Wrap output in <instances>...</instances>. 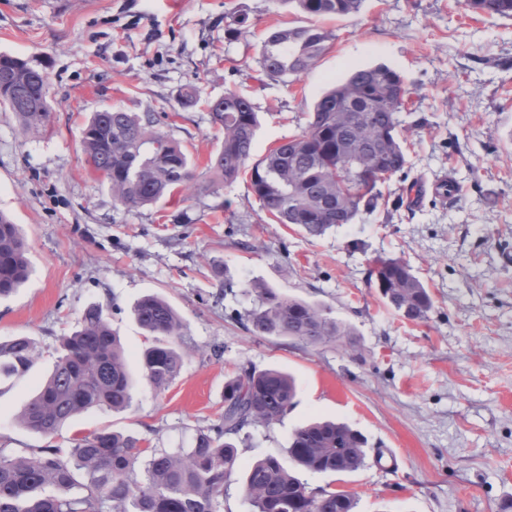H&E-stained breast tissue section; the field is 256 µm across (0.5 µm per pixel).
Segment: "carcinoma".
Masks as SVG:
<instances>
[{
    "instance_id": "1",
    "label": "carcinoma",
    "mask_w": 512,
    "mask_h": 512,
    "mask_svg": "<svg viewBox=\"0 0 512 512\" xmlns=\"http://www.w3.org/2000/svg\"><path fill=\"white\" fill-rule=\"evenodd\" d=\"M309 16L351 17L364 0H287ZM467 10L512 18V0H464ZM335 34L315 24L277 28L261 41L259 64L268 77L284 79L311 69ZM410 95L404 76L378 64L357 68L331 84L314 105L305 130L254 161L259 126L251 100L235 91L209 102L222 131L210 154L203 185L234 183L250 169L260 210L278 224H295L310 236L352 224L384 200L382 188L404 172L408 153L400 114ZM0 105L22 129L38 132L50 118L46 74L22 57L0 63ZM152 112L118 107L93 113L82 132V150L115 203L137 209L171 198L192 179V161L181 144L159 129ZM28 246L18 225L0 213V296L30 276ZM375 275L385 304L408 320L424 321L432 298L401 258L378 257ZM258 307L248 329L315 346L350 332L321 306L255 284ZM138 325L152 337L141 354L142 379L156 391L172 383L182 365L176 341L183 323L164 299L146 296L134 307ZM61 355L39 392L18 415L27 429L53 433L94 407L128 409L135 382L126 352L102 307L87 308L79 329L60 339ZM34 363L29 338L0 341V383L27 374ZM296 384L281 370L245 368L225 383L231 402L214 433L201 432L193 446L152 448L107 428L80 433L68 448L15 451L0 448V512H223L224 492L239 469L235 442L247 427L271 425L294 405ZM367 441L333 420H313L289 438L288 459L316 472L353 473L366 465ZM241 490L252 512H355V497L342 490L310 489L280 458L267 456L243 470Z\"/></svg>"
}]
</instances>
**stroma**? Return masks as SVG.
<instances>
[{
    "mask_svg": "<svg viewBox=\"0 0 512 512\" xmlns=\"http://www.w3.org/2000/svg\"><path fill=\"white\" fill-rule=\"evenodd\" d=\"M311 22L287 0H0V53L45 71L51 107L34 134L0 109V211L23 229L32 267L0 298V339L36 347L32 369L0 384V447L65 448L76 430L106 427L146 448H188L220 425L240 368H278L296 404L244 429L241 461L285 457L292 432L323 417L365 436L367 464L295 474L354 494L356 512H512V19L463 0H364L360 15L324 20L336 39L311 69L264 76L265 32ZM377 63L411 92L409 164L384 186L387 208L312 238L260 211L249 174L203 191L220 142L208 101L228 90L252 101L259 158L301 134L329 81ZM110 105L155 113L186 147L197 176L179 199L129 210L97 181L81 133ZM446 175L459 189L448 202L431 193ZM378 256L409 262L433 299L426 320L385 305ZM256 283L331 308L347 335L316 346L254 335ZM149 294L183 322V364L161 392L135 357L148 339L132 310ZM92 304L134 354L131 407L89 409L51 435L19 426L60 337Z\"/></svg>",
    "mask_w": 512,
    "mask_h": 512,
    "instance_id": "obj_1",
    "label": "stroma"
}]
</instances>
